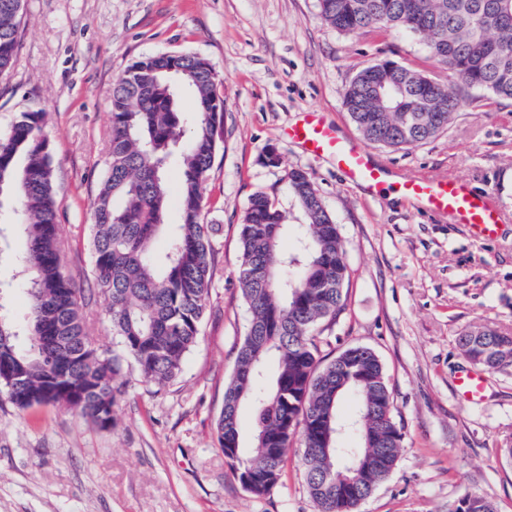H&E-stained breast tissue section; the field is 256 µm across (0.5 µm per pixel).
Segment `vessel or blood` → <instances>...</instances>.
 <instances>
[{
    "label": "vessel or blood",
    "instance_id": "1",
    "mask_svg": "<svg viewBox=\"0 0 512 512\" xmlns=\"http://www.w3.org/2000/svg\"><path fill=\"white\" fill-rule=\"evenodd\" d=\"M288 137L308 155L327 157L348 180L372 192L381 191L390 182L389 175L378 166L360 143L341 136L321 113L307 112L288 130ZM399 193L429 211L452 221L468 225L479 239H491L501 222L496 197L492 191L475 192L462 177L451 175L438 180L406 177L398 183ZM457 392L465 401L484 397L486 378L475 370L461 372L456 380Z\"/></svg>",
    "mask_w": 512,
    "mask_h": 512
}]
</instances>
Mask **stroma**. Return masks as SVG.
<instances>
[{
  "instance_id": "1",
  "label": "stroma",
  "mask_w": 512,
  "mask_h": 512,
  "mask_svg": "<svg viewBox=\"0 0 512 512\" xmlns=\"http://www.w3.org/2000/svg\"><path fill=\"white\" fill-rule=\"evenodd\" d=\"M158 53L205 58L224 96L205 183V219L218 230L201 335L165 387L125 363L126 392L109 429L53 404L22 412L0 395V512H316L300 448L290 449L281 483L258 498L241 487L214 433L250 318L237 281L239 226L258 191L289 223H304L288 188L292 169L315 182L350 267L344 307L319 355L371 348L404 433L394 471L357 512H448L467 492L512 512V460L502 454L512 448V371L488 374L478 402L460 400L455 385L469 366L457 344L465 327L512 334V101L464 105L426 143L372 150L392 179L453 174L495 191L503 220L495 238L479 240L392 189L370 193L345 181L330 159L309 156L286 134L317 110L358 137L343 93L380 59L447 82L419 38L338 32L319 19L317 0H23L15 61L0 75V128L22 112L45 115L63 263L106 352L116 340L94 283L90 202L107 170L112 83ZM271 148L281 166L262 164Z\"/></svg>"
}]
</instances>
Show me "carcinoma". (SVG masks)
Returning <instances> with one entry per match:
<instances>
[{"instance_id":"1","label":"carcinoma","mask_w":512,"mask_h":512,"mask_svg":"<svg viewBox=\"0 0 512 512\" xmlns=\"http://www.w3.org/2000/svg\"><path fill=\"white\" fill-rule=\"evenodd\" d=\"M22 0H0V74L15 58ZM321 20L337 31L404 30L425 39L461 87L512 100V0H317ZM178 66L172 74L169 69ZM398 90L392 101L371 93L374 84ZM194 99L182 106L178 87ZM343 104L371 144L401 149L448 130L462 95L430 76L383 59L349 82ZM112 128L107 173L91 203L90 248L94 278L107 299L106 315L121 350L107 355L86 328L81 299L61 258L58 202L53 187L44 113L22 112L0 132V193L8 192L15 223L0 222V240L26 237L17 257L0 246V262L14 267L0 278V391L20 411L53 403L75 410L91 424L112 423L122 394L123 366L135 363L141 380L164 386L181 371L197 343L214 277L212 237L205 222L203 186L217 153L224 99L214 70L193 54L161 53L131 63L112 84ZM182 168L178 190L181 223L164 224L172 192L167 169ZM306 223L288 224L267 194L252 195L240 227L238 284L250 311L246 335L224 388L215 423L222 451L247 489L262 497L282 476L288 448L299 442L307 492L318 512H356L395 469L404 436L394 420L384 366L369 347L353 346L325 362L317 339L344 306L349 281L346 247L314 182L302 169L287 173ZM167 233L166 250L154 239ZM23 281L30 297L24 318L8 311L9 296ZM464 357L486 372L512 369V335L476 325L458 336ZM276 371L263 387L268 359ZM356 410L341 418L342 397ZM255 416L249 453H240V412ZM355 432L371 447L340 444ZM363 465V479L338 490L347 463ZM449 512H495L487 498L466 493Z\"/></svg>"}]
</instances>
